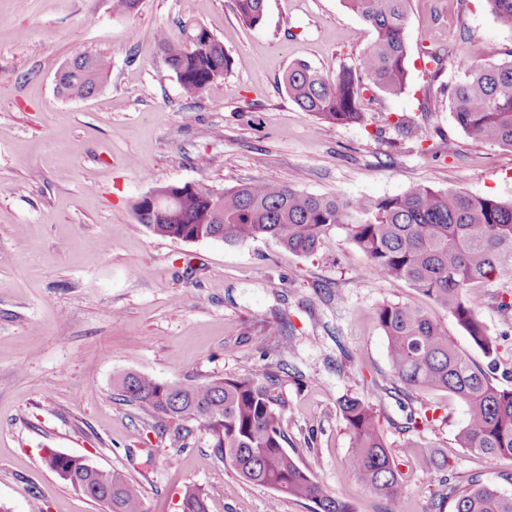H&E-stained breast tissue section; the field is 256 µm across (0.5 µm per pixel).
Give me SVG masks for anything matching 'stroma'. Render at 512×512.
<instances>
[{
	"mask_svg": "<svg viewBox=\"0 0 512 512\" xmlns=\"http://www.w3.org/2000/svg\"><path fill=\"white\" fill-rule=\"evenodd\" d=\"M206 28L234 63L186 97L156 45ZM403 93L376 91L365 120L320 123L289 98L283 75L302 60L327 76L355 65L372 29L342 0H267L243 23L233 0H0V512H105L43 463L53 448L138 484L145 512H180L186 487L208 512H314L239 478L199 422L178 425L125 401L119 376L201 385L261 365L287 400L286 447L354 512H451V487L477 479L512 494V456L462 448L465 403L446 391L396 392L377 311L409 303L473 363L512 389V280L475 285L477 315L497 343L477 348L451 313L371 265L346 230L309 256L271 240L181 241L139 224L134 203L171 184L215 190L264 180L344 200L415 186L512 200V148L478 143L456 124L441 85L470 63L512 51V28L485 0H410ZM443 59L439 78L424 53ZM111 62L98 90L65 99L58 72L76 55ZM402 476L379 497L348 468L344 399L370 397ZM429 407L430 428L401 431ZM448 458L424 471L418 451Z\"/></svg>",
	"mask_w": 512,
	"mask_h": 512,
	"instance_id": "stroma-1",
	"label": "stroma"
}]
</instances>
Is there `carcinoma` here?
I'll use <instances>...</instances> for the list:
<instances>
[{
    "label": "carcinoma",
    "mask_w": 512,
    "mask_h": 512,
    "mask_svg": "<svg viewBox=\"0 0 512 512\" xmlns=\"http://www.w3.org/2000/svg\"><path fill=\"white\" fill-rule=\"evenodd\" d=\"M343 2L374 31L357 65L327 77L299 61L283 76L290 99L331 125L361 123L365 95L374 89L398 95L409 74L404 30L410 0ZM487 3L512 28V0ZM234 6L246 24L257 26L264 19L266 0H234ZM183 32L182 42L160 33L158 46L183 92L195 97L226 74L233 59L206 28L185 25ZM109 70L106 58L80 54L59 73L57 93L67 99L89 97ZM448 99L469 138L512 147V53L498 63L468 66L448 85ZM157 191L174 200L162 209L140 200L134 211L139 223L161 237L213 238L226 244L270 238L307 256L324 236L343 228L386 278L407 283L448 310L486 355L496 350L468 291L478 283L512 279V200L418 186L392 197L344 201L262 180L219 194L203 185H167ZM378 320L391 369L404 390H446L465 402L460 447L491 458L512 456V389L495 386L420 309L406 303L384 305ZM119 388L125 400L160 418L202 422L215 437V448L243 480L311 501L315 512H353L349 502L324 492L284 447L286 401L267 368L199 386L130 373L119 380ZM342 414L351 435L348 468L374 493L398 498L400 473L371 404L348 398ZM44 462L61 480L104 504L107 512H144L139 486L123 475L89 469L76 459L48 456ZM452 509L512 512V495L472 480L454 490Z\"/></svg>",
    "instance_id": "cac0c4a2"
}]
</instances>
